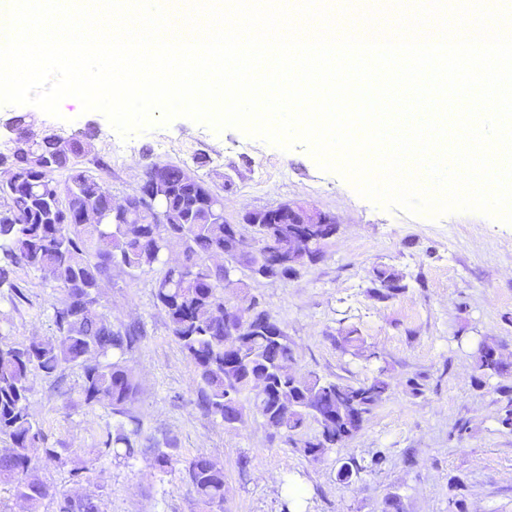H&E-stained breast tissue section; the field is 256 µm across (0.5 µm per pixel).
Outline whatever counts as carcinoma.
Returning a JSON list of instances; mask_svg holds the SVG:
<instances>
[{
    "instance_id": "1",
    "label": "carcinoma",
    "mask_w": 512,
    "mask_h": 512,
    "mask_svg": "<svg viewBox=\"0 0 512 512\" xmlns=\"http://www.w3.org/2000/svg\"><path fill=\"white\" fill-rule=\"evenodd\" d=\"M15 130L13 154H0V167L8 174L0 181V288L24 298L11 275L25 267L63 293L53 308L54 336L23 343L0 336V439L9 442L0 451V484L10 486L16 501L37 512L52 493L29 471L39 459L61 461L30 410L35 371L52 375L64 364L80 365L83 401L109 408L114 419L101 432L99 447L123 459L141 453V421L132 411L138 386L124 360L139 329L114 325L96 311L99 288L117 265L133 275L157 274L155 298L197 369L199 402L207 413L233 425L241 421L246 402L268 426L289 437L312 421L318 435L302 442L301 450L313 459L362 428L389 389L384 373L356 384L316 374L296 377L288 370V336L253 307L244 309L250 318L245 334L234 337L224 329V288L244 287L241 279L224 284V254H232L256 279L286 280L296 269L259 265L258 248L274 243L286 252L292 240L306 239L310 245L300 261L303 266L316 261L336 225L245 224L257 247L238 250L230 234L233 225L224 223L223 198L201 178L167 163L161 165L168 186L163 223H119L112 216V195L74 161L92 152L88 139L78 134L37 137L22 123ZM56 172L67 173L65 181L54 178ZM174 245L182 250L178 263L169 259ZM372 284L371 291L382 301L406 289L386 267L374 270ZM336 343L355 358L378 359L353 326H340ZM476 369L489 377L506 372L496 346L483 344ZM171 447L168 442L150 449L153 465L163 472L172 467ZM185 478L208 512H223L222 469L200 455L185 465ZM57 507L58 512H102V498L66 496Z\"/></svg>"
}]
</instances>
